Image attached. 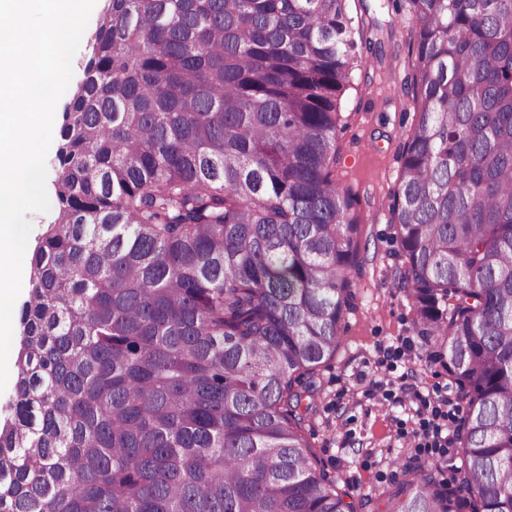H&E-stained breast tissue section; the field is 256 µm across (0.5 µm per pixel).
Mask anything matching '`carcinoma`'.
<instances>
[{"label":"carcinoma","instance_id":"1","mask_svg":"<svg viewBox=\"0 0 512 512\" xmlns=\"http://www.w3.org/2000/svg\"><path fill=\"white\" fill-rule=\"evenodd\" d=\"M397 287L448 349L455 487L512 512V0H405ZM345 0H109L33 251L0 512H355L304 430L362 267Z\"/></svg>","mask_w":512,"mask_h":512}]
</instances>
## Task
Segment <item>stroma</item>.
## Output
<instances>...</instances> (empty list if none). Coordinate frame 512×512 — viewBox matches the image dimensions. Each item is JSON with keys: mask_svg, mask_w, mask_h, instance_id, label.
<instances>
[{"mask_svg": "<svg viewBox=\"0 0 512 512\" xmlns=\"http://www.w3.org/2000/svg\"><path fill=\"white\" fill-rule=\"evenodd\" d=\"M384 51L379 60L358 48L364 67L341 98L336 180L361 198L355 217L364 265L356 306L341 322L333 360L314 380L315 411L304 425L318 460L359 502V512H386L402 467L447 481L453 457L414 451L419 417L405 386L426 395L455 383L438 357L439 343L421 335L411 300L395 286L404 257L389 205L416 118L406 89V30L385 39Z\"/></svg>", "mask_w": 512, "mask_h": 512, "instance_id": "stroma-1", "label": "stroma"}]
</instances>
